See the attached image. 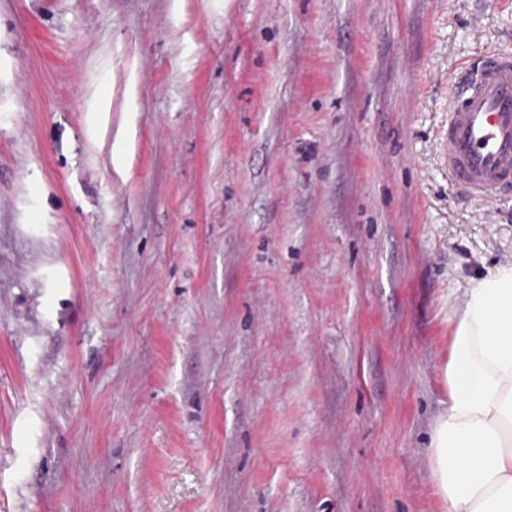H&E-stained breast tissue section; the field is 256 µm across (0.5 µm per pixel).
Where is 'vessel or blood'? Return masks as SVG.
Here are the masks:
<instances>
[{
	"instance_id": "b4317fda",
	"label": "vessel or blood",
	"mask_w": 512,
	"mask_h": 512,
	"mask_svg": "<svg viewBox=\"0 0 512 512\" xmlns=\"http://www.w3.org/2000/svg\"><path fill=\"white\" fill-rule=\"evenodd\" d=\"M448 169L486 205L512 191V57L491 55L458 81Z\"/></svg>"
}]
</instances>
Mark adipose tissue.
Wrapping results in <instances>:
<instances>
[{
    "label": "adipose tissue",
    "instance_id": "obj_1",
    "mask_svg": "<svg viewBox=\"0 0 512 512\" xmlns=\"http://www.w3.org/2000/svg\"><path fill=\"white\" fill-rule=\"evenodd\" d=\"M427 460L441 512H512V264L465 288Z\"/></svg>",
    "mask_w": 512,
    "mask_h": 512
}]
</instances>
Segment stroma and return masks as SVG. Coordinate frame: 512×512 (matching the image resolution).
Returning a JSON list of instances; mask_svg holds the SVG:
<instances>
[{"label":"stroma","instance_id":"35a3bbf8","mask_svg":"<svg viewBox=\"0 0 512 512\" xmlns=\"http://www.w3.org/2000/svg\"><path fill=\"white\" fill-rule=\"evenodd\" d=\"M490 54L512 0H0V512H441Z\"/></svg>","mask_w":512,"mask_h":512}]
</instances>
